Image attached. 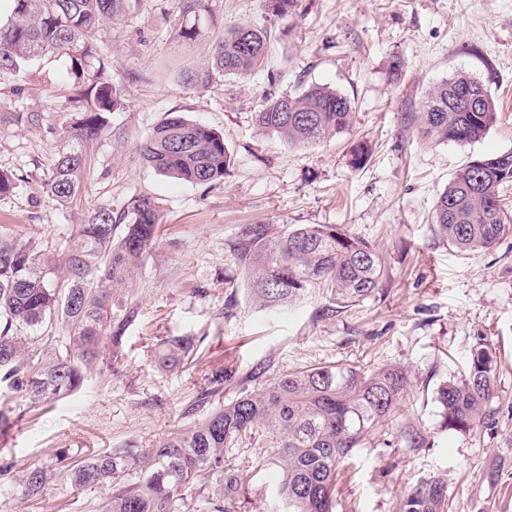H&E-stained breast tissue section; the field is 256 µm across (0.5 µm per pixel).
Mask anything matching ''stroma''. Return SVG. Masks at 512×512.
<instances>
[{
    "instance_id": "stroma-1",
    "label": "stroma",
    "mask_w": 512,
    "mask_h": 512,
    "mask_svg": "<svg viewBox=\"0 0 512 512\" xmlns=\"http://www.w3.org/2000/svg\"><path fill=\"white\" fill-rule=\"evenodd\" d=\"M177 2L142 0L136 17L107 27L110 74L125 89V108L87 144L91 172L70 207L42 187L54 158L71 147L63 62L42 60L25 75L0 79V169L17 178L15 193L0 197V225L52 253L97 207L141 194L162 216L156 250L133 283L140 314L124 334L122 367L27 413L0 439L7 469L0 512H90L96 493L75 496L57 456L155 447L207 412L199 397L213 369L234 373L220 395L228 403L247 376L337 362L405 367L402 420L431 441L404 447L398 424L383 423L344 466L336 512H396L403 492L434 473L448 480L451 512H512V230L471 255L449 250L431 232L436 197L454 172L474 156L512 150V0H293L282 18L268 13L265 0H206L192 41L181 36ZM243 22L276 33L264 70L219 76L199 90L166 72L169 63H203L224 30ZM460 71L489 87L496 123L464 147L420 142L408 113L418 111L423 90ZM271 75L276 83H268ZM300 79L351 99L349 131L291 147L258 127L262 91H289ZM20 112L39 120L17 122ZM171 113L223 135L231 163L222 182L179 183L140 160L142 137ZM358 139L374 149L362 170L349 165ZM256 222L347 225L382 254L381 288L332 319L319 318L317 296L276 311L231 293L225 282L240 273L227 242ZM231 294L236 305L228 311ZM164 336L197 339L199 363L178 373L155 369L149 351ZM479 336L497 356L498 427L440 430L436 390L459 376ZM228 456L253 490L248 512H266L260 489L275 482V468H254L252 448ZM33 463L54 478L42 499L25 503L18 482Z\"/></svg>"
}]
</instances>
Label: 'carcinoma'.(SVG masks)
I'll return each instance as SVG.
<instances>
[{
  "mask_svg": "<svg viewBox=\"0 0 512 512\" xmlns=\"http://www.w3.org/2000/svg\"><path fill=\"white\" fill-rule=\"evenodd\" d=\"M13 2L10 17L0 23V76L24 74L32 61L48 58L64 62L72 88L74 114L66 128L71 149L54 160L44 181L47 197L67 206L90 171L85 145L125 106L121 85L105 77L102 31L136 14L142 0ZM202 8L204 0H178L183 38L198 35L191 18ZM270 39V31L252 24L228 29L206 62L186 75L185 85L202 89L218 74L252 75ZM352 112L345 94L308 83L294 92H263L256 120L286 144L305 147L349 129ZM496 118L490 90L465 72L431 86L419 111L410 113L423 141L458 146L477 141ZM138 153L162 175L192 185L224 179L231 162L222 135L182 115L155 125ZM370 159L368 144L352 147V168L362 169ZM511 185L512 151L472 158L436 198V238L460 252L493 248L509 221L500 193ZM159 220L155 202L134 195L114 208L95 209L55 254L0 231V436L22 415L14 398L30 408L52 404L77 392L99 366L121 362L123 335L139 315L121 293L154 252ZM228 247L248 296L272 310L317 293L325 299L318 315L330 319L382 283L380 252L343 225L243 224ZM195 360L190 336H166L151 351L154 367L164 372ZM496 378L495 352L479 338L464 374L437 389L440 428L494 430ZM255 380L242 381L235 400L211 404L201 419L142 454L106 449L65 463L67 482L80 495L110 490L94 512H189V501L207 487L212 496L203 499L201 512H242L249 485L226 452L268 448L279 468L266 492L268 512H335L342 466L380 423L399 415L406 370L336 364L281 373L253 387ZM399 433L408 448L429 441L409 422L399 423ZM49 482L45 467L29 466L19 480L21 499L43 497ZM398 512H448V481L440 474L421 478L404 492Z\"/></svg>",
  "mask_w": 512,
  "mask_h": 512,
  "instance_id": "carcinoma-1",
  "label": "carcinoma"
}]
</instances>
